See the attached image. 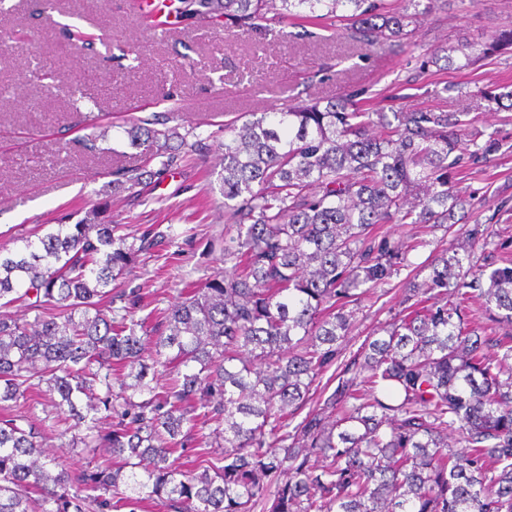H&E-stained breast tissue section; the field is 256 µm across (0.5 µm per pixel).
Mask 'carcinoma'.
I'll return each mask as SVG.
<instances>
[{"mask_svg":"<svg viewBox=\"0 0 512 512\" xmlns=\"http://www.w3.org/2000/svg\"><path fill=\"white\" fill-rule=\"evenodd\" d=\"M437 7L169 0L167 14L242 33L344 21L373 46L409 39ZM509 48L511 28L466 44L462 63L446 48L435 62L467 69ZM484 100L512 110V89ZM170 119L117 129L165 171L200 144ZM475 123L467 112L362 108L344 94L224 125L232 267L157 327L136 317L135 301L113 307L125 293L112 282L151 249L148 231L130 242L110 222L57 224L0 255V300L35 312L0 311V512H138L145 502L164 512H512V261L497 259L509 241L473 225L467 244L419 268L383 335L341 359L357 301L415 250L375 227L463 224L474 209L449 176L462 145L473 165L498 149L491 134L478 143ZM143 176L119 171L114 190ZM472 302L501 335L473 325ZM166 373L175 379L160 388ZM65 415L76 419L58 433L76 451L73 470L39 429ZM198 420L214 425L207 442Z\"/></svg>","mask_w":512,"mask_h":512,"instance_id":"1","label":"carcinoma"}]
</instances>
